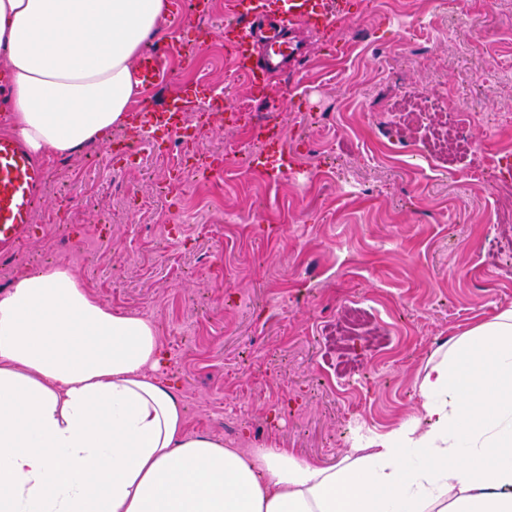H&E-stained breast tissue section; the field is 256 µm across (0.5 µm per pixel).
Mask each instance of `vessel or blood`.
Listing matches in <instances>:
<instances>
[{"label": "vessel or blood", "mask_w": 512, "mask_h": 512, "mask_svg": "<svg viewBox=\"0 0 512 512\" xmlns=\"http://www.w3.org/2000/svg\"><path fill=\"white\" fill-rule=\"evenodd\" d=\"M231 20L224 26V40L233 45V72L245 75L251 85L266 89L270 78L283 70L298 51L286 40L287 32L306 29L324 33L342 24L345 0H229ZM176 43L156 44L144 51L135 70L141 88L157 89L167 76L165 63L178 52ZM191 98L136 113L139 127L163 129L181 138V119ZM46 173L15 136L0 137V255H8L29 237Z\"/></svg>", "instance_id": "1"}]
</instances>
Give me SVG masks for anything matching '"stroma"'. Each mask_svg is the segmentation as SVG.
I'll return each mask as SVG.
<instances>
[{"label":"stroma","instance_id":"1","mask_svg":"<svg viewBox=\"0 0 512 512\" xmlns=\"http://www.w3.org/2000/svg\"><path fill=\"white\" fill-rule=\"evenodd\" d=\"M351 4L271 77L269 101L230 78L220 11L202 21L197 73L169 58L177 76L152 96L200 84L259 116L275 104L294 158L280 181L248 169L263 147L242 127L216 124L200 149L241 153L160 196L171 165L118 127L124 159L91 143L49 166L36 231L0 264V290L64 264L107 309L151 320L192 431L223 437L236 413L233 445L325 464L407 420L435 350L512 306V152L498 151L512 143V0ZM415 99L463 113L456 166L427 149L433 113L400 111ZM68 195L78 204L61 209Z\"/></svg>","mask_w":512,"mask_h":512}]
</instances>
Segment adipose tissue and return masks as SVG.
I'll return each instance as SVG.
<instances>
[{"label": "adipose tissue", "mask_w": 512, "mask_h": 512, "mask_svg": "<svg viewBox=\"0 0 512 512\" xmlns=\"http://www.w3.org/2000/svg\"><path fill=\"white\" fill-rule=\"evenodd\" d=\"M169 0H0V127L43 158L108 142ZM150 320L70 268L0 292V512H512V307L451 337L407 421L335 464L189 432Z\"/></svg>", "instance_id": "ef3b65f1"}]
</instances>
